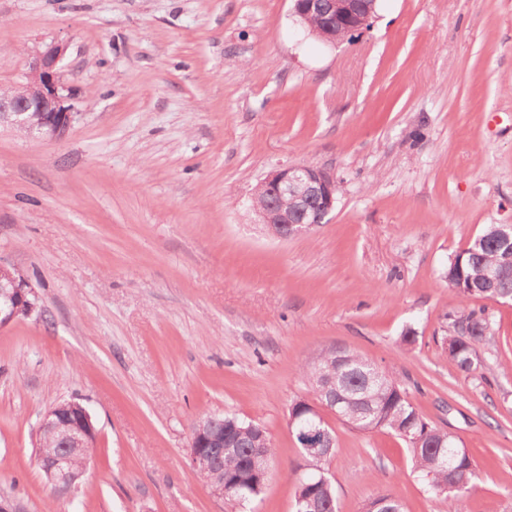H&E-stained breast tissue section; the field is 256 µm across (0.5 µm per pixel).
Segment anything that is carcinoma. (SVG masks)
<instances>
[{
	"mask_svg": "<svg viewBox=\"0 0 512 512\" xmlns=\"http://www.w3.org/2000/svg\"><path fill=\"white\" fill-rule=\"evenodd\" d=\"M511 250L512 227L488 224L451 259L444 278L463 302L471 298L491 301L503 295L512 300V280L493 283L485 277V273L505 263V254ZM453 326L456 334L447 337L445 346L448 361L464 372H474L480 366L475 347L485 340L489 330L485 310L463 313L453 319ZM302 371L311 399L329 401L324 394L325 385L327 379H334L339 418L361 431L385 428L402 438L423 484L448 503V512H464V494L477 477L473 460L448 431L425 420L394 373L354 351L341 348L320 352L317 361L306 363ZM245 423L247 420L236 415H224L225 443L228 444L224 451V473L201 470L197 472L200 480L212 483L221 475L229 478L245 469H272L276 449L266 435L242 434L234 429V425ZM252 448L265 449L264 459L252 461L249 453ZM302 456L307 477L297 485L295 503L316 500L323 512H338L335 488L326 468L328 458L305 450ZM265 488V483L256 480L239 489L234 498L240 512H249L248 506L260 498Z\"/></svg>",
	"mask_w": 512,
	"mask_h": 512,
	"instance_id": "cac0c4a2",
	"label": "carcinoma"
}]
</instances>
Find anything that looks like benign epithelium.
Here are the masks:
<instances>
[{"instance_id": "7a95c632", "label": "benign epithelium", "mask_w": 512, "mask_h": 512, "mask_svg": "<svg viewBox=\"0 0 512 512\" xmlns=\"http://www.w3.org/2000/svg\"><path fill=\"white\" fill-rule=\"evenodd\" d=\"M293 16L308 20L320 17L315 31L329 42L338 29L350 35L367 28L375 14V0H290ZM67 47L51 42L37 51L29 61L23 92L0 94V126L7 123L27 134L37 133L50 139L64 137L78 116V94L67 85L61 63ZM266 203L253 207L257 223L271 236L288 240L303 236L322 222L335 208L339 190L334 174L314 164H289L270 172L260 184ZM31 287L12 282V288L0 289V327L35 308L29 299ZM72 413L58 402L42 416L39 434H61L66 447L82 448L96 436L95 426L87 411L80 415V428L62 430ZM217 415L198 420L191 433L189 461L191 469H213L224 454V431L215 428ZM308 452L318 455L332 452L320 431L303 434ZM47 480L59 489L70 490L78 485L73 471V456L52 455L41 461Z\"/></svg>"}]
</instances>
